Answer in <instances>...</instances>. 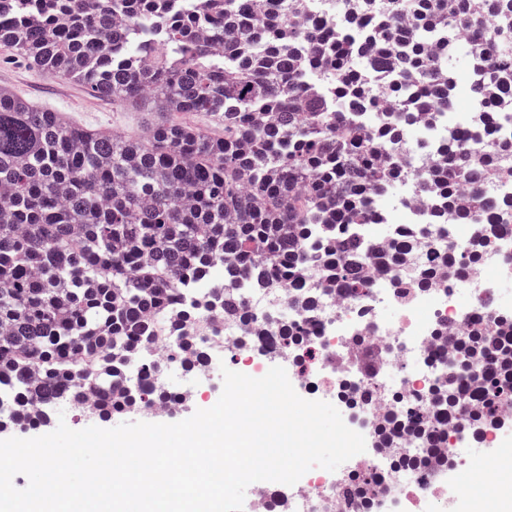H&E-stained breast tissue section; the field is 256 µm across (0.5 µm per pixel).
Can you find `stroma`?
I'll list each match as a JSON object with an SVG mask.
<instances>
[{
	"mask_svg": "<svg viewBox=\"0 0 512 512\" xmlns=\"http://www.w3.org/2000/svg\"><path fill=\"white\" fill-rule=\"evenodd\" d=\"M0 88L8 89L35 106L58 111L73 125L101 129L126 138L141 137L148 129L167 118L203 129L215 137L224 134L223 126L215 124L211 117L204 114L174 112L167 116L146 109H131L96 96L79 82L62 81L32 68L11 49L2 45ZM169 383L172 390L191 394L187 408L168 415L167 420L171 423L190 417L196 410L214 406L223 389V380L219 377L200 386L193 375L182 374L170 377Z\"/></svg>",
	"mask_w": 512,
	"mask_h": 512,
	"instance_id": "obj_1",
	"label": "stroma"
}]
</instances>
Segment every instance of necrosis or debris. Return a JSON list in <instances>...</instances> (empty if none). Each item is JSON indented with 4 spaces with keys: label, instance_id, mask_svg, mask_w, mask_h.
<instances>
[{
    "label": "necrosis or debris",
    "instance_id": "4bbe7bcc",
    "mask_svg": "<svg viewBox=\"0 0 512 512\" xmlns=\"http://www.w3.org/2000/svg\"><path fill=\"white\" fill-rule=\"evenodd\" d=\"M469 112H443L432 123H423L409 132L429 145L428 151H406L409 169L419 170L437 158V145L449 131L468 130ZM415 183L403 179L399 193L372 195L375 214L372 223L361 225L360 237L372 247L405 236L420 238L413 262L427 265L431 248L423 241L429 202L417 201ZM512 236L486 246L474 267L461 276L439 275L432 287L397 288L392 274L382 264H374L372 286L364 295L350 298L336 292L319 291V270L302 276L299 287L253 293L248 301V320H225L218 332L222 346L213 348L211 359L230 352L263 372L276 365L289 368L296 392L308 400L332 398L351 411L346 424L370 443V451L358 454L336 471H308L293 486H273L256 482L250 486L249 512H379L389 501L400 512H422L424 505L439 503L448 512L451 501L440 475V458L459 476L457 495L473 489L468 477L473 460L462 446L461 422L448 416V444L432 455L418 439L419 423L436 418L429 401L432 389L445 381L457 356L454 341L484 323L494 314H512V294L501 292L498 284L512 280ZM318 293L317 309L306 314L301 290ZM290 324L305 333L303 344H283L271 336L270 327ZM372 349L377 358L373 378L354 367L359 347ZM404 423L401 436L406 441L400 454L375 447L378 428L388 417ZM416 459V466H397L396 456ZM370 474V490L358 488L353 477Z\"/></svg>",
    "mask_w": 512,
    "mask_h": 512
}]
</instances>
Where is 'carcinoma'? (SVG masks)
<instances>
[{
	"mask_svg": "<svg viewBox=\"0 0 512 512\" xmlns=\"http://www.w3.org/2000/svg\"><path fill=\"white\" fill-rule=\"evenodd\" d=\"M0 0V45L102 98L158 112H204L208 136L174 121L130 140L70 125L17 99L0 105V432L51 425L72 402L107 421L166 401L149 356L168 343L208 363L198 320L239 318L248 292L296 284L323 266L347 296L370 285L356 235L369 197L403 179L407 130L454 105L467 57L479 125L450 133L444 157L416 175L442 195L446 224H483L464 273L512 224V196L484 185L512 173V0H340L345 24L306 19L307 0ZM395 73L384 96L367 71ZM389 103L371 124L362 113ZM396 242L385 264L399 286L428 287ZM217 257L224 285H187ZM457 373L431 399L443 416L471 406L467 428L502 427L512 398V318L458 339ZM434 452L437 421L416 429Z\"/></svg>",
	"mask_w": 512,
	"mask_h": 512,
	"instance_id": "obj_1",
	"label": "carcinoma"
}]
</instances>
